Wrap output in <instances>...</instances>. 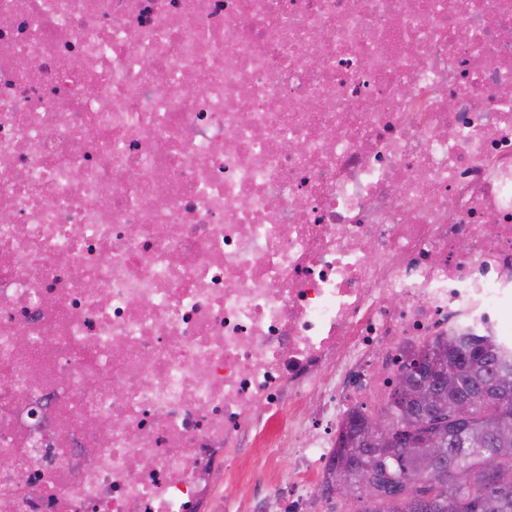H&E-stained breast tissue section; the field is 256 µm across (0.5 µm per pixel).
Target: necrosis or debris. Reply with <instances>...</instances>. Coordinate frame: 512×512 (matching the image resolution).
<instances>
[{
  "label": "necrosis or debris",
  "mask_w": 512,
  "mask_h": 512,
  "mask_svg": "<svg viewBox=\"0 0 512 512\" xmlns=\"http://www.w3.org/2000/svg\"><path fill=\"white\" fill-rule=\"evenodd\" d=\"M459 329L512 342V0H0L8 512H205L250 441L317 512Z\"/></svg>",
  "instance_id": "1"
}]
</instances>
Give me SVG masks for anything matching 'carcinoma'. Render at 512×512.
<instances>
[{
	"instance_id": "cac0c4a2",
	"label": "carcinoma",
	"mask_w": 512,
	"mask_h": 512,
	"mask_svg": "<svg viewBox=\"0 0 512 512\" xmlns=\"http://www.w3.org/2000/svg\"><path fill=\"white\" fill-rule=\"evenodd\" d=\"M444 351L448 368L455 371L457 385L450 390L427 375L429 359ZM428 380L432 400L421 405L401 397L405 383ZM475 390L500 391L501 400L486 407L479 405L467 419L448 420V406L455 397ZM382 415L398 416L397 426L404 440L410 438L408 419L425 416L440 448L434 462L426 461L411 448H398L394 458L384 462L361 449L364 463L349 471V498L362 501V512H512V432L503 434L498 418L512 417V346L496 336L460 333L436 342L404 366L396 382L392 400L383 406ZM374 478L375 495L365 493L361 478ZM419 479L408 486L406 474Z\"/></svg>"
}]
</instances>
